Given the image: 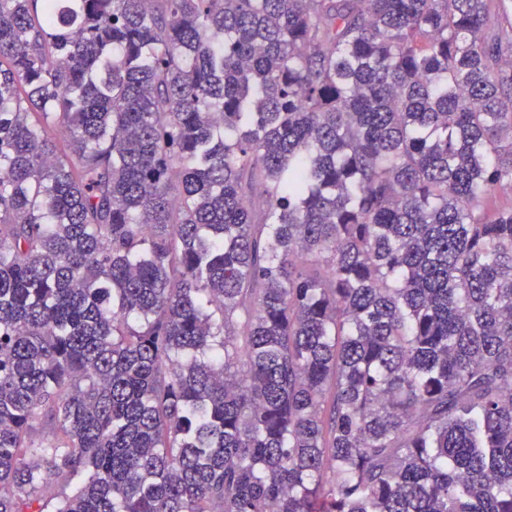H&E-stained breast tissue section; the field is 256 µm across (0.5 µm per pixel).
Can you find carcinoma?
I'll list each match as a JSON object with an SVG mask.
<instances>
[{
	"mask_svg": "<svg viewBox=\"0 0 512 512\" xmlns=\"http://www.w3.org/2000/svg\"><path fill=\"white\" fill-rule=\"evenodd\" d=\"M497 4L0 0V512H512Z\"/></svg>",
	"mask_w": 512,
	"mask_h": 512,
	"instance_id": "obj_1",
	"label": "carcinoma"
}]
</instances>
